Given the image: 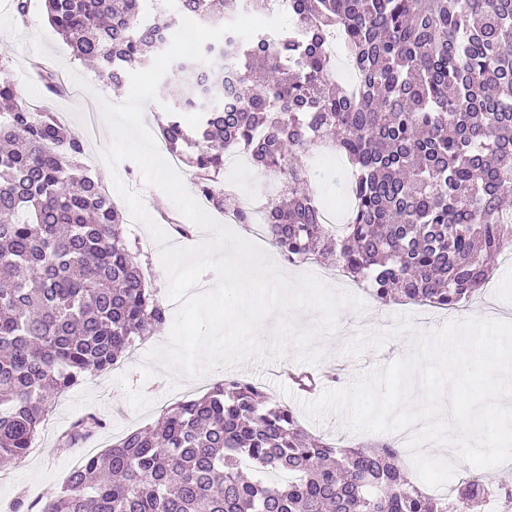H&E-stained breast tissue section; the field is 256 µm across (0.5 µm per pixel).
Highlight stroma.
I'll return each instance as SVG.
<instances>
[{"instance_id": "stroma-1", "label": "stroma", "mask_w": 512, "mask_h": 512, "mask_svg": "<svg viewBox=\"0 0 512 512\" xmlns=\"http://www.w3.org/2000/svg\"><path fill=\"white\" fill-rule=\"evenodd\" d=\"M0 59L6 61L7 75L21 100L38 106L41 111L54 113L72 133L84 137L83 163L90 176L102 181L115 176L124 185H136L137 194L155 223H162L164 216L175 213L174 203L159 189L147 185L139 169L128 172L120 166L112 171L103 163L101 151L109 141L108 127L100 125L97 136H87L84 117L98 99L120 103L128 92L112 90L97 74L74 59L70 48L47 22L43 0H30L29 19L24 24L16 21L11 0H0ZM39 59L48 60L55 67L65 86L64 93H49L40 82L32 69L33 61ZM223 180L238 195L259 200L276 190L272 179L250 166L225 168ZM288 272L294 278L313 274L332 292L350 293L364 304L360 311L350 306L344 308L334 331L315 335L310 348L320 352L317 362L300 360L297 349L290 344L284 351H277L273 331L278 317L273 314L265 321L262 358H250L233 368L223 367L199 377L181 370L169 372L163 363L146 359L148 350L166 345L169 331L161 329L149 337L145 348L131 352L119 368L87 376L69 390L65 401L55 403L51 411L53 435L45 437L40 450L30 453L25 462L8 467L4 479L0 480V502L11 501L21 493L39 501L46 493L66 483L76 451L59 448L56 436L86 415L93 413L103 420L104 427L97 437L101 448L105 449L127 433L153 424L164 408L201 396L214 382L230 373L254 379L269 395L296 408L301 424L311 433L336 442H376L377 434L353 431L340 414L329 413L318 419L310 417L301 404L318 398L321 388L309 392L300 390L280 377L281 368L316 375L337 366L341 369L338 385L343 388L361 374L413 355L416 333H430L452 320L479 317L483 305L490 301L512 307V265H497L488 288L469 301L453 309H432L433 321L427 325L416 322L417 307L382 305L366 289L348 287L346 278L338 275L334 264L292 266ZM403 318L415 321L414 331L399 330L398 324ZM433 455L453 463L455 472L451 485L482 474L493 482L512 487V461L482 470L458 460L446 442L437 443Z\"/></svg>"}]
</instances>
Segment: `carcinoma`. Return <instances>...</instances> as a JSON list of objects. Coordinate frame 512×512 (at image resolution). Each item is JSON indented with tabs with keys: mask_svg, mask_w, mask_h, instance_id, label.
<instances>
[{
	"mask_svg": "<svg viewBox=\"0 0 512 512\" xmlns=\"http://www.w3.org/2000/svg\"><path fill=\"white\" fill-rule=\"evenodd\" d=\"M75 57L107 84L165 52L184 17L204 26L270 17L271 0H44ZM294 27L233 32L211 63L173 61L175 94L157 114L168 151L214 208L252 223L220 177L232 148L273 178L269 244L288 263L335 257L380 304L452 309L512 249V0H288ZM338 34L355 83L336 82ZM240 77L224 92V61ZM34 68L47 87L60 80ZM0 462L29 454L55 399L112 369L163 328L123 216L89 176L85 143L0 78ZM319 143L352 171L346 222L310 185ZM336 380L296 372L303 391ZM89 414L60 439L79 448ZM391 441L350 446L308 433L290 406L227 375L163 412L155 427L90 455L39 512H471L480 478L445 497L420 489Z\"/></svg>",
	"mask_w": 512,
	"mask_h": 512,
	"instance_id": "obj_1",
	"label": "carcinoma"
}]
</instances>
